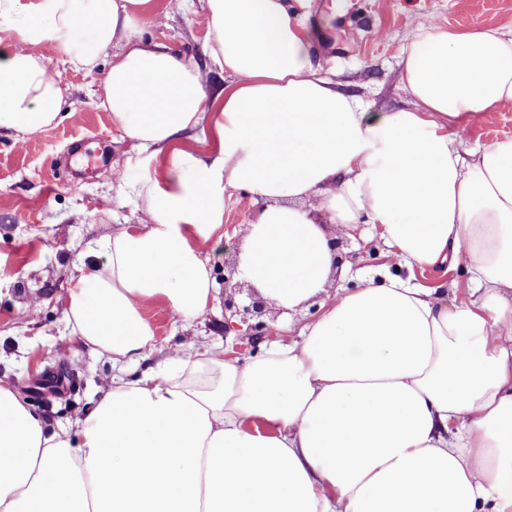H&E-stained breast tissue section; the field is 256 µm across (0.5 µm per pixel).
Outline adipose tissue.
Instances as JSON below:
<instances>
[{"mask_svg": "<svg viewBox=\"0 0 512 512\" xmlns=\"http://www.w3.org/2000/svg\"><path fill=\"white\" fill-rule=\"evenodd\" d=\"M156 0H0V133L60 122L65 63L107 60L103 106L161 159L135 192L144 224L71 288L72 335L113 363L95 408L56 431L0 381V512H512V138L461 155L448 127L512 108V36L429 24L403 57L412 106L369 112L321 77L288 0H206L199 65L139 36ZM208 127L212 157L180 148ZM258 210L237 254L258 293L296 311L297 341L254 358L203 345L143 368L146 309L214 307L207 244L224 194ZM408 269L464 266L465 289L399 277L329 287L332 239L361 223Z\"/></svg>", "mask_w": 512, "mask_h": 512, "instance_id": "adipose-tissue-1", "label": "adipose tissue"}]
</instances>
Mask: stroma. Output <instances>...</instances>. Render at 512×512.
<instances>
[{
	"instance_id": "1",
	"label": "stroma",
	"mask_w": 512,
	"mask_h": 512,
	"mask_svg": "<svg viewBox=\"0 0 512 512\" xmlns=\"http://www.w3.org/2000/svg\"><path fill=\"white\" fill-rule=\"evenodd\" d=\"M202 5L158 0L157 15L145 19L140 34L207 70L211 86L227 85L232 78L211 62L208 32L197 21ZM300 13L315 33L313 56L323 74L370 112L411 107L402 51L424 25L512 31V0H305ZM43 55L68 87L63 121L20 144L0 136V379L59 429L90 411L118 373L108 357L72 336L65 315L69 290L81 264L104 263L103 243L141 224L144 203L131 186L157 163L133 150L102 107L106 65L76 70L51 50ZM448 133L464 154L510 138L512 109L449 126ZM254 210L246 191L225 196L228 238L210 254L215 268L235 261ZM341 252L346 287L401 270L382 240L365 239L357 230L344 237ZM146 314L159 341L155 360L188 342L216 345L242 359L252 355L240 335L225 332L223 301L189 322L161 306Z\"/></svg>"
}]
</instances>
